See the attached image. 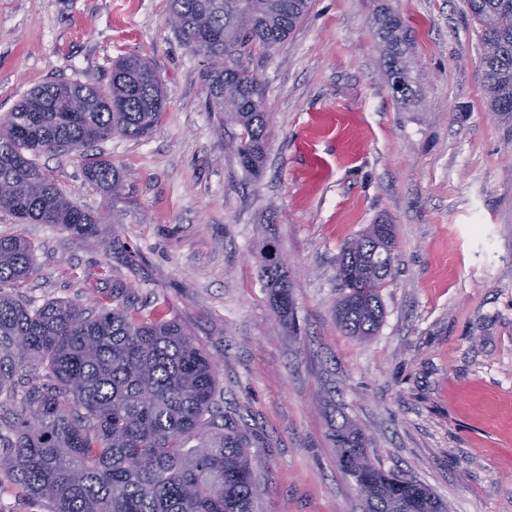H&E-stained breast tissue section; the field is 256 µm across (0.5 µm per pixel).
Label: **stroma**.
<instances>
[{"label": "stroma", "instance_id": "obj_1", "mask_svg": "<svg viewBox=\"0 0 512 512\" xmlns=\"http://www.w3.org/2000/svg\"><path fill=\"white\" fill-rule=\"evenodd\" d=\"M389 4L414 38V98L387 85L372 18ZM169 0H0V116L52 80L106 85L149 60L166 95L152 132L99 142L120 172L111 198L84 159L38 164L100 237L0 213V238L34 247L17 289L40 305L92 304L89 284L164 304L217 366L218 392L254 436L259 512H363L338 466L336 424L355 422L383 470L429 486L448 512H512V124L489 112L466 0H312L271 53L243 56L269 109L262 173L242 170L234 127L206 111L207 61L170 23ZM394 225L397 273L371 339L336 325L341 245ZM274 238L292 312L258 275Z\"/></svg>", "mask_w": 512, "mask_h": 512}]
</instances>
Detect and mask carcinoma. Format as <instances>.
Wrapping results in <instances>:
<instances>
[{"instance_id":"cac0c4a2","label":"carcinoma","mask_w":512,"mask_h":512,"mask_svg":"<svg viewBox=\"0 0 512 512\" xmlns=\"http://www.w3.org/2000/svg\"><path fill=\"white\" fill-rule=\"evenodd\" d=\"M466 3L481 29L487 108L511 122L512 0ZM310 7L311 0H171L181 39L208 62V109L240 128L232 143L251 175L264 158L269 121L259 80L240 58L279 46ZM374 25L390 89L407 100L415 93L410 27L388 8ZM164 105L154 69L137 56L119 59L105 87L77 80L38 86L0 119V211L96 239L106 220L69 200L33 157L80 153L114 136L140 139ZM84 174L119 196L122 179L109 160L85 159ZM272 245H264L260 276L286 314L289 270L269 257ZM395 250L392 224H374L342 246L336 281L348 294L336 318L347 335L378 330ZM33 265L29 242L0 239V476L46 512H257L252 434L218 402L216 366L184 325L159 310L143 313L122 283L98 308L35 307L4 288L24 282ZM336 451L339 461L356 460L350 475L365 493L366 512H444L422 484L379 469L365 436L347 422L336 426Z\"/></svg>"}]
</instances>
